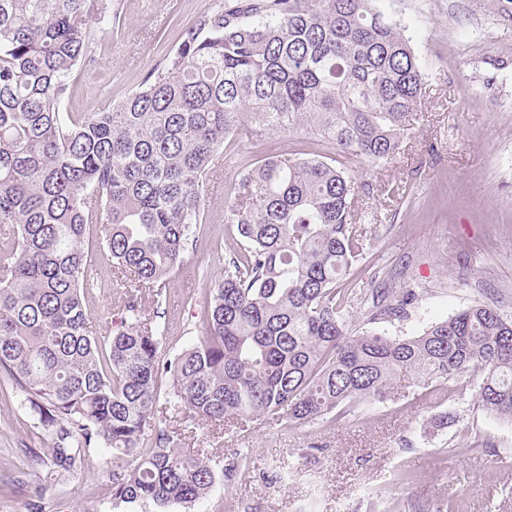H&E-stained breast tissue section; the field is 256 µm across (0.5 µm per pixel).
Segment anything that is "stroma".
<instances>
[{
	"label": "stroma",
	"instance_id": "stroma-1",
	"mask_svg": "<svg viewBox=\"0 0 512 512\" xmlns=\"http://www.w3.org/2000/svg\"><path fill=\"white\" fill-rule=\"evenodd\" d=\"M217 0H118L119 21L94 48L68 102L88 112L119 102L176 46L183 26ZM399 20L428 75L417 119L391 162H351L365 212L381 215L343 288L370 279L413 294L400 316L377 324L415 336L432 322L482 303L512 316V0H377ZM225 182L247 159L318 154L314 135L264 142L239 137ZM207 221L183 268L166 284L167 347L202 328L183 306L222 274L217 254L236 246L224 199L206 201ZM193 448L215 451L217 481L193 512H512V423L474 401L415 404L411 388L340 419L291 426L268 418L248 431L198 429ZM51 440L6 371L0 370V512H113L112 452L87 448L81 466L47 464ZM248 449L250 469L235 468ZM413 480L396 485L395 472Z\"/></svg>",
	"mask_w": 512,
	"mask_h": 512
}]
</instances>
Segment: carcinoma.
Segmentation results:
<instances>
[{"instance_id":"1","label":"carcinoma","mask_w":512,"mask_h":512,"mask_svg":"<svg viewBox=\"0 0 512 512\" xmlns=\"http://www.w3.org/2000/svg\"><path fill=\"white\" fill-rule=\"evenodd\" d=\"M112 0H0V368L69 472L112 451V506L190 512L214 487L193 430L241 432L391 399L411 376L431 407L466 395L512 422V318L477 303L417 336L352 334L351 303L397 317L386 288L337 284L365 254L346 160L390 162L426 72L375 0L226 3L180 31L138 87L94 112L65 108ZM298 131L328 155L240 164L225 192L237 248L203 301V332L161 353L170 274L205 223V188L236 137ZM96 226L129 281L112 331L86 298L112 287L85 242ZM156 310L146 313L142 298ZM176 425L160 426L159 404Z\"/></svg>"}]
</instances>
